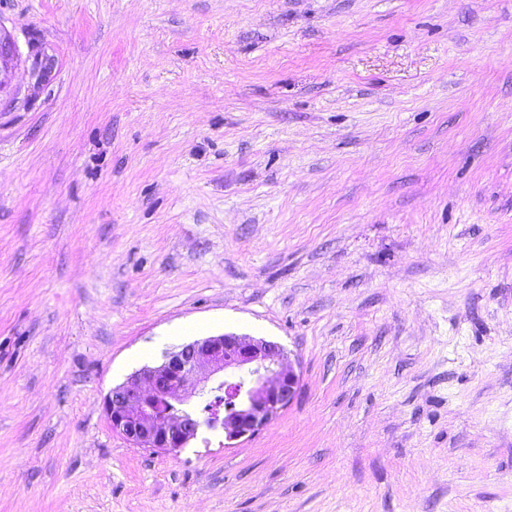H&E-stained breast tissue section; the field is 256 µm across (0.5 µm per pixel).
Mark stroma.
Here are the masks:
<instances>
[{"mask_svg": "<svg viewBox=\"0 0 512 512\" xmlns=\"http://www.w3.org/2000/svg\"><path fill=\"white\" fill-rule=\"evenodd\" d=\"M0 27V512H512V0ZM224 332L298 362L259 434L112 432V387Z\"/></svg>", "mask_w": 512, "mask_h": 512, "instance_id": "obj_1", "label": "stroma"}]
</instances>
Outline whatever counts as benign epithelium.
Here are the masks:
<instances>
[{
    "label": "benign epithelium",
    "instance_id": "7a95c632",
    "mask_svg": "<svg viewBox=\"0 0 512 512\" xmlns=\"http://www.w3.org/2000/svg\"><path fill=\"white\" fill-rule=\"evenodd\" d=\"M16 45L0 26V71ZM224 390L225 405L201 417L188 408ZM300 389V376L283 347L248 335L206 336L167 353L112 388L103 412L112 428L136 448L176 455L204 429L221 428L235 441L258 434Z\"/></svg>",
    "mask_w": 512,
    "mask_h": 512
}]
</instances>
